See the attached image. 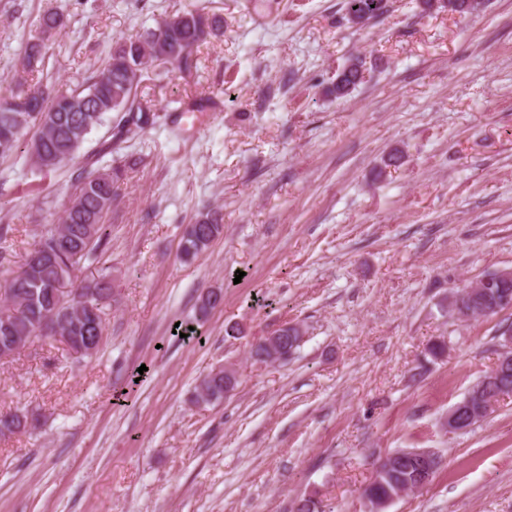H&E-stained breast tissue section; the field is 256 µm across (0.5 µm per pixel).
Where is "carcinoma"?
<instances>
[{
  "label": "carcinoma",
  "mask_w": 512,
  "mask_h": 512,
  "mask_svg": "<svg viewBox=\"0 0 512 512\" xmlns=\"http://www.w3.org/2000/svg\"><path fill=\"white\" fill-rule=\"evenodd\" d=\"M388 0H344V19L362 27L387 11ZM200 11L167 15L153 27L134 37L115 42L112 51L87 79L71 91L46 94L27 85L23 73L42 60V43H28L22 56V74L15 91L0 97V159L26 156L43 173L51 174L73 162L89 134L102 126L114 112L116 140L133 138L155 123V114L138 97L142 77L153 66L188 71L192 56L207 37L220 29V19L206 17L199 26ZM66 26L57 11L38 18L42 34L52 35ZM363 79V61L349 58L337 74L330 93L349 95ZM127 164L106 168L91 164L77 170L75 189L58 223L42 233L27 252L21 266L5 278V299L0 301V356L12 357L46 337L44 322L57 320L65 350L77 359L96 355L101 345H92L103 336L105 316L115 303L114 279L101 269L91 280L77 281L76 272L84 264H94L108 242L104 217L116 200ZM224 216L219 208L200 212L188 224L181 240V258L190 261L205 251L224 232ZM223 293L208 291L199 298L197 321L205 320L221 305ZM277 340L296 349L303 336L300 325L278 329ZM238 383L235 370L218 368L204 376L194 389L193 403L215 405L226 397L227 389ZM485 401L499 400L501 382L486 375L469 390ZM31 425L17 413L0 414V436L20 432ZM416 460L406 459L392 467L374 469L361 497L369 512H385L415 482Z\"/></svg>",
  "instance_id": "cac0c4a2"
}]
</instances>
